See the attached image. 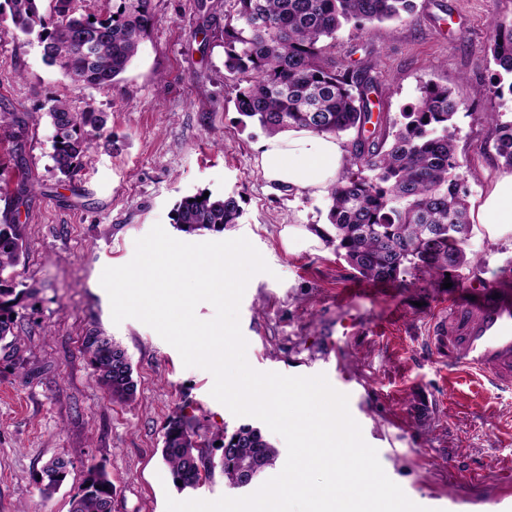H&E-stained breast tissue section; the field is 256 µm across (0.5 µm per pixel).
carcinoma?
<instances>
[{
	"label": "carcinoma",
	"mask_w": 512,
	"mask_h": 512,
	"mask_svg": "<svg viewBox=\"0 0 512 512\" xmlns=\"http://www.w3.org/2000/svg\"><path fill=\"white\" fill-rule=\"evenodd\" d=\"M5 0L15 30L40 28L43 57L75 84L101 86L123 73L154 20L152 0H103L96 12L76 13L74 0ZM224 14V77L233 84L234 108L274 136L285 130L354 133L347 167L328 189L327 220L322 232L360 278L396 282L414 272L445 277L468 264L464 245L473 231L462 191L455 139L460 103L444 85L423 84L417 102L385 123L373 119L379 93L367 72L343 68L330 41L345 25L361 27L409 15L414 0H232ZM489 51L496 69L491 79L499 95L512 96V21H496ZM55 129L53 169L71 180L83 159L104 136L107 118L92 105L73 111L67 101H48ZM492 148L512 167V121L494 112ZM21 144L26 123L16 112H0ZM241 209L233 195L195 194L181 200L174 223L193 233H222L238 223ZM25 225L19 209L0 213V343L18 360L15 334L16 267L24 249ZM98 384L121 401L135 398L136 383L126 351L96 328L82 342ZM200 434L182 408L167 417L162 456L176 486L195 489L213 475L212 448L222 450L221 472L232 489L248 487L245 478L276 465L279 452L249 425L219 437ZM69 462L55 458L41 471L40 492L51 496L67 477ZM86 485L72 497L71 512H111L112 480L95 466Z\"/></svg>",
	"instance_id": "carcinoma-1"
}]
</instances>
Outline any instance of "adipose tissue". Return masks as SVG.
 <instances>
[{"label": "adipose tissue", "mask_w": 512, "mask_h": 512, "mask_svg": "<svg viewBox=\"0 0 512 512\" xmlns=\"http://www.w3.org/2000/svg\"><path fill=\"white\" fill-rule=\"evenodd\" d=\"M266 180L278 189L326 191L346 166L342 139L332 134L291 130L259 146ZM477 223L512 224V173L501 175L489 194L474 204Z\"/></svg>", "instance_id": "obj_1"}]
</instances>
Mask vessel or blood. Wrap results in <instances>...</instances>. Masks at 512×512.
<instances>
[{
  "instance_id": "vessel-or-blood-1",
  "label": "vessel or blood",
  "mask_w": 512,
  "mask_h": 512,
  "mask_svg": "<svg viewBox=\"0 0 512 512\" xmlns=\"http://www.w3.org/2000/svg\"><path fill=\"white\" fill-rule=\"evenodd\" d=\"M449 369L480 384L512 389V285L461 288L436 324Z\"/></svg>"
}]
</instances>
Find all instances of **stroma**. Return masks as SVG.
I'll return each mask as SVG.
<instances>
[{
  "instance_id": "obj_1",
  "label": "stroma",
  "mask_w": 512,
  "mask_h": 512,
  "mask_svg": "<svg viewBox=\"0 0 512 512\" xmlns=\"http://www.w3.org/2000/svg\"><path fill=\"white\" fill-rule=\"evenodd\" d=\"M399 21L351 26L336 36L342 66L367 70L382 93L381 114L397 119L420 86L451 89L461 185L468 200L505 173L481 115L512 119V97L491 85L488 46L495 21L512 20V0H414ZM154 22L115 84L74 85L48 65L36 35L0 21V112L24 116L20 153L0 131V174L35 185L20 206L26 245L17 268L19 363L0 349V512H70L87 469L106 471L112 512H166L167 498L213 501L246 496L222 473L178 491L163 462V425L184 407L200 432L220 434L259 419L234 416L210 394L207 370L184 367L178 351L135 319L114 324L100 277L128 263L155 224L181 241L247 238L271 268L250 280L240 305L249 364L262 372L326 375L349 397V411L387 476L430 512H512V390L480 389L438 357L430 326L448 289L411 273L401 283L363 282L325 242L285 249L281 232L327 224L326 195L274 190L259 162L266 140L242 126L224 78V0H153ZM107 115L111 145L94 144L66 182L52 169L55 131L47 101ZM235 194L242 215L224 233H184L173 210L187 195ZM471 260L453 287L500 282L512 267V230L475 225ZM451 286V287H452ZM361 297L344 302L346 289ZM96 327L126 351L137 383L133 403L114 402L82 353ZM69 475L49 497L38 475L55 457Z\"/></svg>"
}]
</instances>
